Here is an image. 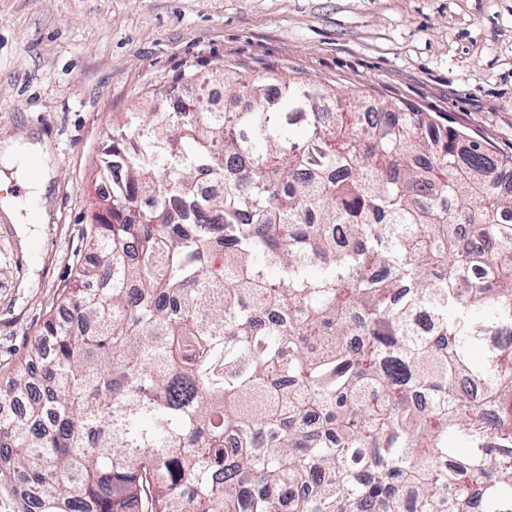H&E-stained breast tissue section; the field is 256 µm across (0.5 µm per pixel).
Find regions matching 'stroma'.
Listing matches in <instances>:
<instances>
[{"label": "stroma", "instance_id": "obj_1", "mask_svg": "<svg viewBox=\"0 0 512 512\" xmlns=\"http://www.w3.org/2000/svg\"><path fill=\"white\" fill-rule=\"evenodd\" d=\"M239 60L408 101L512 156V0H0V141L55 161L35 239L0 217V399L90 257L113 124L164 122L176 76Z\"/></svg>", "mask_w": 512, "mask_h": 512}]
</instances>
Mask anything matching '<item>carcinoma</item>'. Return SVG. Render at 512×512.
Returning <instances> with one entry per match:
<instances>
[{
  "label": "carcinoma",
  "mask_w": 512,
  "mask_h": 512,
  "mask_svg": "<svg viewBox=\"0 0 512 512\" xmlns=\"http://www.w3.org/2000/svg\"><path fill=\"white\" fill-rule=\"evenodd\" d=\"M248 70L219 73L237 112L112 128L0 512H512V156Z\"/></svg>",
  "instance_id": "carcinoma-1"
}]
</instances>
